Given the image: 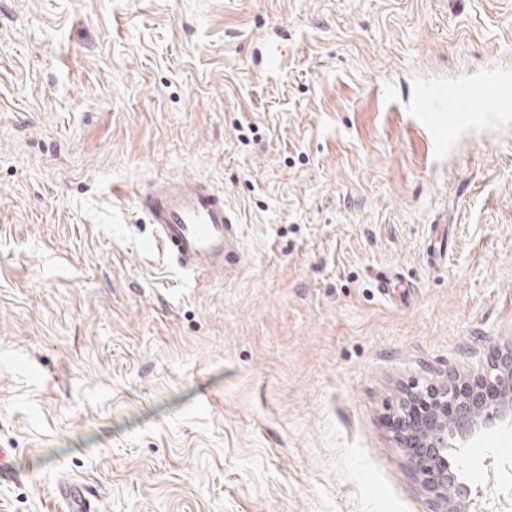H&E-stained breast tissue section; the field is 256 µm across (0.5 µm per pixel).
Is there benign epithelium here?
Here are the masks:
<instances>
[{"mask_svg": "<svg viewBox=\"0 0 512 512\" xmlns=\"http://www.w3.org/2000/svg\"><path fill=\"white\" fill-rule=\"evenodd\" d=\"M430 399L432 410L418 418L410 416L406 405ZM448 406V389L428 387L412 393L396 414L394 430L401 445L409 452L416 474L423 484L433 492L439 501L448 500V457L441 449L450 447V442L466 441L475 431L477 420L473 408L478 407L488 413L509 414L500 405L482 401L477 394L467 397L460 404L453 418L441 414V409Z\"/></svg>", "mask_w": 512, "mask_h": 512, "instance_id": "obj_1", "label": "benign epithelium"}]
</instances>
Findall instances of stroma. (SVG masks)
I'll return each mask as SVG.
<instances>
[{"label": "stroma", "mask_w": 512, "mask_h": 512, "mask_svg": "<svg viewBox=\"0 0 512 512\" xmlns=\"http://www.w3.org/2000/svg\"><path fill=\"white\" fill-rule=\"evenodd\" d=\"M489 64L512 0H0V512H512V418L444 507L392 425L512 351V119L437 153L397 105ZM159 175L223 191L245 269L145 248ZM376 290L383 298L390 299L392 288H403L402 293L411 295L415 288L413 283L402 280L400 273L395 269H383L375 276ZM59 498L67 505V512H94L96 507L85 497L77 484H65L59 490Z\"/></svg>", "instance_id": "obj_1"}]
</instances>
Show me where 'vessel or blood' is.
Masks as SVG:
<instances>
[{"label": "vessel or blood", "mask_w": 512, "mask_h": 512, "mask_svg": "<svg viewBox=\"0 0 512 512\" xmlns=\"http://www.w3.org/2000/svg\"><path fill=\"white\" fill-rule=\"evenodd\" d=\"M409 109L434 151L443 152L461 127V114L473 119H495L512 112V71L490 67L472 80L423 87L414 93ZM145 216L154 227L153 246L185 271L228 274L245 261L234 214L224 195L201 179L162 177L151 179L139 192ZM378 293L392 289L412 294L413 283L397 270L384 269L375 276ZM60 499L68 512H95L76 484L63 485Z\"/></svg>", "instance_id": "vessel-or-blood-1"}]
</instances>
